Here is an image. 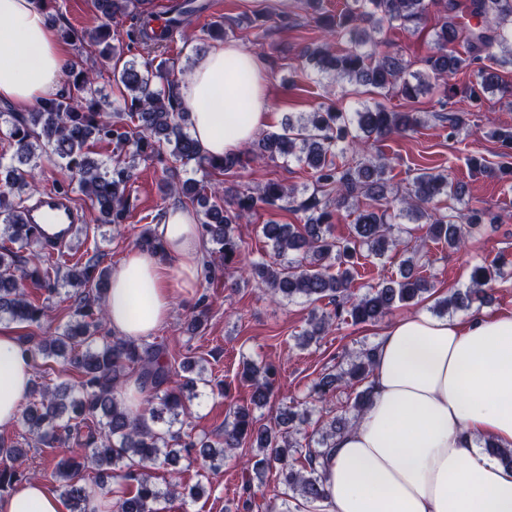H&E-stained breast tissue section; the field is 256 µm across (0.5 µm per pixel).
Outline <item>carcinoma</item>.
Masks as SVG:
<instances>
[{"label":"carcinoma","mask_w":512,"mask_h":512,"mask_svg":"<svg viewBox=\"0 0 512 512\" xmlns=\"http://www.w3.org/2000/svg\"><path fill=\"white\" fill-rule=\"evenodd\" d=\"M443 11L435 30L425 70L409 72V64L397 54L383 51L370 32L383 23H419L428 4ZM304 10L317 14L328 42L305 50L309 62L323 75L336 81L355 82L378 92L394 88L414 98L435 87L449 92L448 82L457 74L471 73L464 93L472 103L487 93L512 97V86L503 82L493 65L512 64V0H346L337 15L322 12V0H302ZM100 23L78 37L82 43L99 48L103 58L121 55L112 45L110 24L131 15L137 25L128 34L133 44H158L164 34L149 29L154 17L153 0H92ZM209 9L208 0H169L166 15L170 30L182 35L191 21ZM466 13L476 20L473 26L459 22ZM465 44V55L455 45ZM113 83L119 89L123 106L105 108L95 98L98 74L77 57L69 62L68 79L59 91L38 102L33 112L0 111L6 129L0 134L14 149L13 163L0 167L13 177L0 186V223L3 235L13 244H0V316L6 314L19 324H34L46 315L43 306L32 302L27 284L50 288L52 267L49 258L31 239L24 220L26 205L19 191L27 186L38 190L39 160L47 157L71 173L67 191L78 190L98 210V221L120 227L127 223L130 204L127 184L136 162L154 159L191 162L220 173L239 169L265 157L295 159L313 170L312 186L295 195V189L269 181L259 189L226 190L224 195L207 192L206 185L194 179L167 184L177 203L195 211L203 235L212 245L210 254L220 263L206 262V278L224 276V287L235 289L255 283L271 295L292 300L302 297L310 304L328 300L331 312L312 309L308 329L297 337V345L309 344L331 330L334 322L377 324L401 305L419 303L434 294V276L417 257L418 250L399 261L400 278L382 280L367 286L362 295L351 291L354 272L362 249L382 256L388 247H397L394 235L397 218L425 221L423 240L442 243L457 250L475 236L489 218L481 202L469 204L466 211L453 205L440 208L441 197L462 200L463 185L448 175L421 169L402 195H390L389 164L381 155H366L364 147L393 135H402L421 126L416 112H393L376 105L356 112H311L296 120L288 119L278 131L268 132L243 151L229 153L217 161L207 156L187 131L190 115L185 112L178 82L170 78L167 61L131 59L113 70ZM448 123V137H454L468 123L467 113L450 112L436 116ZM96 142L112 145L116 159L105 168L89 157ZM289 204L304 214L305 223L261 225L264 239L271 245L270 258H249L234 225L259 210L281 209ZM346 211L353 216L351 232L337 236L333 215ZM136 247L164 256L162 241L153 229L144 228ZM337 271L330 272L331 268ZM111 271L102 266L95 252L78 258L62 275L65 284L81 289L73 317L54 336H21V349L32 358L61 357L78 373L75 382L45 384L33 382L27 401L21 405V440H0V496L26 479L21 466L32 444L74 441L84 453L59 461L54 477L71 512H88L93 497L92 479L99 477L136 482L129 496L113 502V512H157L164 498L151 480L149 469L159 459L175 462L181 453L198 451L203 461L218 467L224 452L250 441L261 458L253 469L276 470L281 492L274 496L271 512H290L288 499L306 505L323 500V477L317 460L332 447L336 435L352 426L371 398L369 377L373 348L363 346L347 354V367L323 373L312 381L302 412L270 426L261 422L254 409L262 407L272 394L277 371L268 364H249L244 379L250 382V404H238L232 421L214 440H198L173 430L189 415L183 395L168 389L175 367L163 353L162 345L100 335V321L106 317L105 300ZM501 277V268L483 261L472 266L469 286L443 300L446 311L467 310L474 300L486 297L490 282ZM136 375L145 392L144 419L132 417L122 397L124 378ZM356 389L340 414L309 434L302 428L310 415L308 405L323 403L340 386Z\"/></svg>","instance_id":"obj_1"}]
</instances>
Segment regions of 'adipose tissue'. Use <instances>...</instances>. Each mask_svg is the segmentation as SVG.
<instances>
[{"mask_svg": "<svg viewBox=\"0 0 512 512\" xmlns=\"http://www.w3.org/2000/svg\"><path fill=\"white\" fill-rule=\"evenodd\" d=\"M65 52L35 0H0V99L25 109L54 93ZM191 135L219 159L266 126L262 60L233 44L197 59L179 85ZM165 258L127 252L111 272L114 335L148 339L171 317L172 291L201 281L205 241L192 212L169 209L154 227ZM32 359L0 331V430L14 427L33 381ZM369 405L319 458L323 512H512V466L484 444L512 447V311L467 321L423 311L395 319L376 342ZM0 512H65L29 480Z\"/></svg>", "mask_w": 512, "mask_h": 512, "instance_id": "ef3b65f1", "label": "adipose tissue"}]
</instances>
